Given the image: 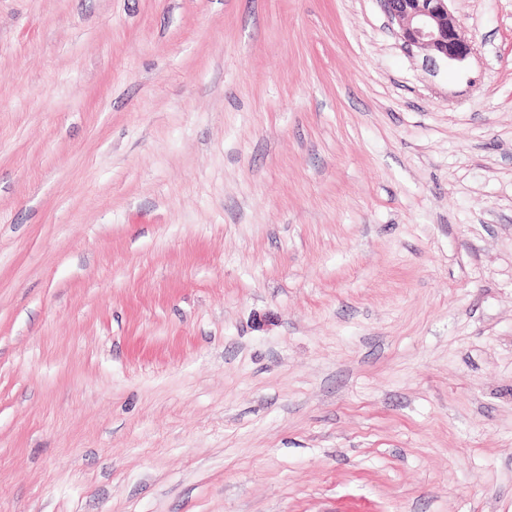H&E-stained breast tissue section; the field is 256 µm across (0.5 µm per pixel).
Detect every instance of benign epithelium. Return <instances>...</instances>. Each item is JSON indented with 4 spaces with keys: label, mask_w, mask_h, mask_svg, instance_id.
<instances>
[{
    "label": "benign epithelium",
    "mask_w": 512,
    "mask_h": 512,
    "mask_svg": "<svg viewBox=\"0 0 512 512\" xmlns=\"http://www.w3.org/2000/svg\"><path fill=\"white\" fill-rule=\"evenodd\" d=\"M450 0H383L389 20L407 47L426 52V62L460 63L471 53V45L459 33Z\"/></svg>",
    "instance_id": "benign-epithelium-1"
}]
</instances>
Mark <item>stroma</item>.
I'll use <instances>...</instances> for the list:
<instances>
[{"label": "stroma", "instance_id": "obj_1", "mask_svg": "<svg viewBox=\"0 0 512 512\" xmlns=\"http://www.w3.org/2000/svg\"><path fill=\"white\" fill-rule=\"evenodd\" d=\"M0 0V512H512V0ZM452 0H383L391 23L407 47L426 52V62L460 63L471 53V45L459 33L455 16L448 7Z\"/></svg>", "mask_w": 512, "mask_h": 512}]
</instances>
